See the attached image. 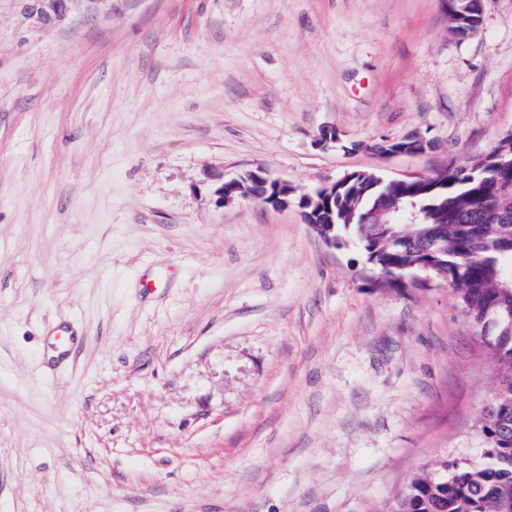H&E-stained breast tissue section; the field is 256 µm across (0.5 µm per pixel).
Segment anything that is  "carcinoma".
<instances>
[{
	"mask_svg": "<svg viewBox=\"0 0 512 512\" xmlns=\"http://www.w3.org/2000/svg\"><path fill=\"white\" fill-rule=\"evenodd\" d=\"M512 133L503 135L462 176L450 167L425 208L426 223L412 234L404 225L365 224L364 215L391 199L405 213L422 203L423 184L383 185L367 194L371 174L359 172L339 191L334 213L336 237H352L367 259L381 268H406L421 261L439 266L453 287L481 342L500 364L497 400L486 410L482 430L487 448L480 462H452L441 476L422 468L384 506L385 512H502L512 505V297L502 293L512 276Z\"/></svg>",
	"mask_w": 512,
	"mask_h": 512,
	"instance_id": "cac0c4a2",
	"label": "carcinoma"
}]
</instances>
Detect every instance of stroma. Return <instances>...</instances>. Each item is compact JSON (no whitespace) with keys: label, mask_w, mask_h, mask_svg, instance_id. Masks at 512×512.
Masks as SVG:
<instances>
[{"label":"stroma","mask_w":512,"mask_h":512,"mask_svg":"<svg viewBox=\"0 0 512 512\" xmlns=\"http://www.w3.org/2000/svg\"><path fill=\"white\" fill-rule=\"evenodd\" d=\"M508 132L512 0L464 39L441 0H0V512H381L480 460L500 367L447 281L214 191ZM404 144L396 145L395 141H386L374 146V150L385 157L398 155L424 154L433 147L431 140L425 139L420 134H411L403 140Z\"/></svg>","instance_id":"stroma-1"}]
</instances>
